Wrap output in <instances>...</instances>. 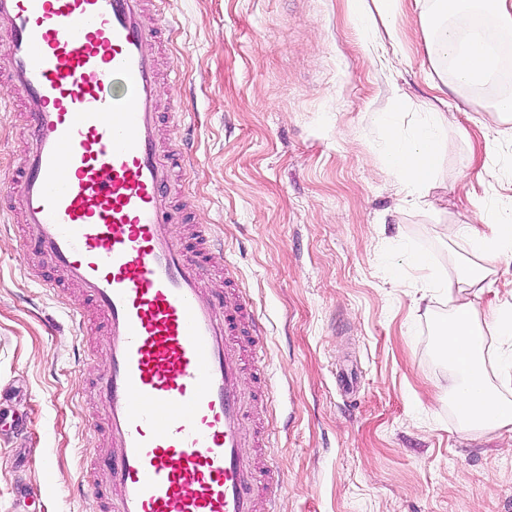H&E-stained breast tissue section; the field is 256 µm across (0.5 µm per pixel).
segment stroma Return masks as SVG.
<instances>
[{
    "mask_svg": "<svg viewBox=\"0 0 512 512\" xmlns=\"http://www.w3.org/2000/svg\"><path fill=\"white\" fill-rule=\"evenodd\" d=\"M168 135L193 145L187 190L197 223L224 244L208 280L231 267L265 328L261 364L273 390L258 417L270 447L259 465L283 477L278 512H512V432L471 436L448 403V368L432 343L451 304L414 303L412 253L454 278L467 255L448 236L481 215L512 213V142L481 172L490 96L449 94L466 136L449 132L428 205L405 203L386 132L408 135L437 91L414 0H401L384 60L348 0H165ZM388 121H381V113ZM21 110L0 112V170L26 146ZM55 273L14 230L0 231V512H95L78 487L105 485L84 449L96 409L86 364L99 328L84 306L35 281ZM89 368L90 378L80 375ZM36 500L14 504L17 480Z\"/></svg>",
    "mask_w": 512,
    "mask_h": 512,
    "instance_id": "stroma-1",
    "label": "stroma"
}]
</instances>
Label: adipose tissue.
Here are the masks:
<instances>
[{
	"label": "adipose tissue",
	"instance_id": "adipose-tissue-1",
	"mask_svg": "<svg viewBox=\"0 0 512 512\" xmlns=\"http://www.w3.org/2000/svg\"><path fill=\"white\" fill-rule=\"evenodd\" d=\"M426 42L439 72L440 92H461L484 85L499 66L486 29L512 33V0H415ZM456 119L437 113L433 122L420 125L408 142L390 139L394 174L409 200L425 204L441 157V133ZM454 236L470 247L471 260L461 264L449 294L459 302L437 328L435 356L451 372L448 399L463 431H512V371L490 380L485 360L488 334L512 348V304L479 316L471 297L481 295L499 272L512 270V217L490 218L481 224H459Z\"/></svg>",
	"mask_w": 512,
	"mask_h": 512
}]
</instances>
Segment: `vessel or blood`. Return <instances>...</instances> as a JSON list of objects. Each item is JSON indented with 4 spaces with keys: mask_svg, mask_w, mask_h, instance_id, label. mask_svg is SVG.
Segmentation results:
<instances>
[{
    "mask_svg": "<svg viewBox=\"0 0 512 512\" xmlns=\"http://www.w3.org/2000/svg\"><path fill=\"white\" fill-rule=\"evenodd\" d=\"M157 0H0V112L28 146L0 175V223L88 300L106 365L90 418L108 468L99 512H276L248 405L268 397L262 327L206 286L222 245L172 204L191 165L162 136ZM20 91L13 101L12 91Z\"/></svg>",
    "mask_w": 512,
    "mask_h": 512,
    "instance_id": "b4317fda",
    "label": "vessel or blood"
}]
</instances>
